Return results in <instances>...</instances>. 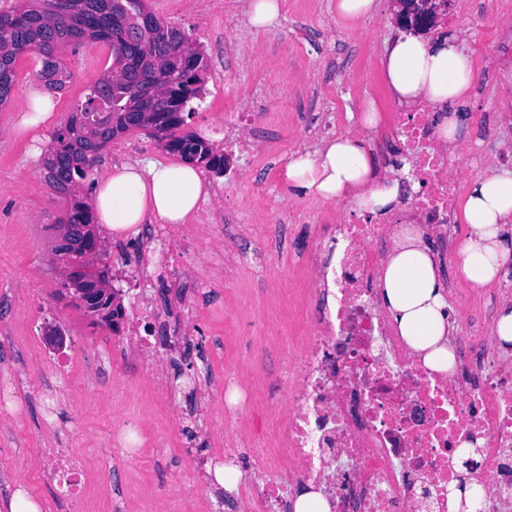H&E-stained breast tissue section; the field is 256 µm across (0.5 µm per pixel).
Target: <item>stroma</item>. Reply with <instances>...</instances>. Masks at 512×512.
I'll list each match as a JSON object with an SVG mask.
<instances>
[{"label":"stroma","mask_w":512,"mask_h":512,"mask_svg":"<svg viewBox=\"0 0 512 512\" xmlns=\"http://www.w3.org/2000/svg\"><path fill=\"white\" fill-rule=\"evenodd\" d=\"M278 5L276 19L265 27L251 23L245 0H234V31L226 30L222 18L213 20V44L203 57L204 87L223 88L217 119L235 111L257 84L287 83L288 95L271 101L255 126L263 160L247 164L231 158L237 173L232 183L223 174L201 171L209 185L223 189L210 195L211 206L218 212L231 209L233 221L225 225L223 239L200 240L192 255L195 276L181 301L196 310L199 330L177 364L205 390L247 379L251 369H258L268 390L246 408L256 421L280 396L288 366L275 348L252 363V350L262 337L298 326L301 297L288 288L302 274L299 259L310 250L320 220L349 218L359 209L349 199L325 202L290 188L285 168L291 149L302 143L318 150L324 143L316 134L321 118L335 107L337 134L365 139L382 170L414 180L411 161L388 136L397 101L383 81L381 60L399 33L394 0H379L373 17L353 25L338 17L336 0H278ZM449 9L455 19L435 26L433 35H457L474 78L501 94L509 108L505 119L491 127L480 161L463 173L468 184L493 168L500 148L512 146V84L502 78L512 68V56L503 54L505 46H512V0H451ZM60 55L72 78L64 90L50 94L54 109L43 127L46 140L112 63L109 47L101 42H70ZM40 67L38 55L21 56L11 96L0 106V382L11 383L19 409L14 417L0 415V499L9 495L8 484L14 481L26 487L40 512H67L55 485L38 477L37 451L66 447L77 436L93 471L88 499L108 504L110 512H139L144 497L151 512H167L173 496L181 498L183 512H237L223 492L199 491L183 452L191 431L206 419L198 399L181 390L171 403L157 400L143 379L142 361L115 358L116 334L60 290L62 273L51 249L67 205L46 183L29 133L19 126L27 96L45 92L37 77ZM370 101L381 116L374 129L359 120ZM466 232L462 223L455 238L445 241L432 232L426 243L440 259L446 289L473 291L490 315H497L502 305L512 304V270L502 269L494 283L471 289L457 273L456 248ZM33 281L47 309L46 319L38 321L26 312ZM56 323L76 339L70 353L75 369L66 376L37 362L38 341ZM34 377L42 378L44 393L32 391ZM129 380L135 383L150 446L139 457L110 458L106 451L119 417L112 388ZM47 393L57 398L51 414L44 407Z\"/></svg>","instance_id":"stroma-1"}]
</instances>
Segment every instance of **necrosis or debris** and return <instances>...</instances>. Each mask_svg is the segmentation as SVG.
Listing matches in <instances>:
<instances>
[{"label": "necrosis or debris", "mask_w": 512, "mask_h": 512, "mask_svg": "<svg viewBox=\"0 0 512 512\" xmlns=\"http://www.w3.org/2000/svg\"><path fill=\"white\" fill-rule=\"evenodd\" d=\"M406 155L419 174L418 188L401 184V204L383 218L320 225L304 258L311 297L323 312L307 337L288 348L283 411H271L249 458L260 482L243 480L242 512H279L292 487L322 491L330 512H449L448 492L471 483V512H512V361L495 355L477 314V302L459 294L469 310L464 335L454 337L455 363L432 372L407 352L375 300L382 248L394 225L429 224L448 231L458 222L466 152L443 141L439 119L421 104L395 112ZM223 232L209 205L196 223L154 225L159 248L153 264L133 266L143 289L130 303L121 351L176 349L192 309L160 313L145 302L147 288L182 287L188 259L202 229ZM47 474L71 512H85L89 471L84 456L56 448Z\"/></svg>", "instance_id": "1"}]
</instances>
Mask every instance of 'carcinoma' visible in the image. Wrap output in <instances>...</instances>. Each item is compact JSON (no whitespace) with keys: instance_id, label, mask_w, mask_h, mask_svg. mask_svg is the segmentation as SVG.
<instances>
[{"instance_id":"1","label":"carcinoma","mask_w":512,"mask_h":512,"mask_svg":"<svg viewBox=\"0 0 512 512\" xmlns=\"http://www.w3.org/2000/svg\"><path fill=\"white\" fill-rule=\"evenodd\" d=\"M60 0H20L0 7V104H4L15 81V64L23 55L39 56L38 78L56 90H62L71 78L59 55L60 45L71 40L105 42L111 47L112 65L95 83L84 89L67 122L57 129L42 158L47 182L60 194L70 198L68 211L58 227L71 224L86 227L94 233L92 204L79 196L81 180L98 153L115 136L136 128L137 112H156L167 117L157 130L158 141L188 160L190 152H208L205 139L195 133L176 135L184 125L181 112L169 111L172 101L157 90L167 82H177L183 107L197 97L201 88L188 91L182 60L198 69L202 56L193 48L164 39L160 31L163 21L153 20L150 27L141 26L140 13L128 15L127 0H67L66 10L59 11ZM56 261L69 267L89 266L107 259H86L70 247L53 248Z\"/></svg>"}]
</instances>
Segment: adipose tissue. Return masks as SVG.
<instances>
[{"mask_svg":"<svg viewBox=\"0 0 512 512\" xmlns=\"http://www.w3.org/2000/svg\"><path fill=\"white\" fill-rule=\"evenodd\" d=\"M386 83L398 101L431 105L468 96L472 68L457 36L403 35L382 60ZM289 184L325 200L351 198L370 212L384 213L398 197L397 182L376 165L365 141L345 135L326 142L315 155L293 159L285 169ZM209 195V185L193 167L168 159L143 165L116 164L95 180L93 209L98 223L120 233L142 224H185ZM468 231L458 248L459 273L481 288L512 258V169L499 167L476 177L462 203ZM379 299L409 352L432 371L453 365L448 345V298L435 257L423 232L401 225L379 278Z\"/></svg>","mask_w":512,"mask_h":512,"instance_id":"1","label":"adipose tissue"}]
</instances>
